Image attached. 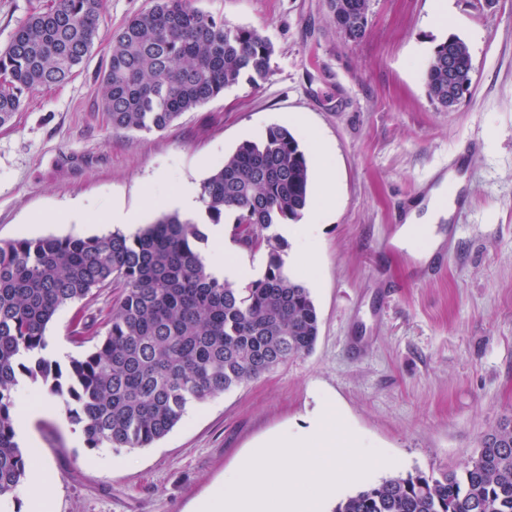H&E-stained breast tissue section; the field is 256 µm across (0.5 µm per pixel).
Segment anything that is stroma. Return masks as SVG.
Wrapping results in <instances>:
<instances>
[{"label":"stroma","mask_w":512,"mask_h":512,"mask_svg":"<svg viewBox=\"0 0 512 512\" xmlns=\"http://www.w3.org/2000/svg\"><path fill=\"white\" fill-rule=\"evenodd\" d=\"M329 0H195L230 27L259 29L274 45L271 76L242 82L161 132L111 133L97 78L112 35L152 0H107L94 46L63 84L27 93L0 127V243L112 231V204L151 193L148 220L179 184L201 185L246 140L272 125L322 141L336 205L309 246L289 238L287 272L319 315L313 351L247 384L190 406L146 448H87L56 399L34 423L50 473L52 512H190L239 459L330 404L364 446L389 462L366 485L458 470L485 433L512 416V0H370L365 36L349 41ZM467 43L470 93L455 111L428 96L425 68L449 35ZM479 140L467 187L474 208L454 242L429 263L394 243L409 197L462 144ZM90 223L53 220L68 202ZM119 285L55 316L48 345L72 344L75 312L103 321Z\"/></svg>","instance_id":"obj_1"}]
</instances>
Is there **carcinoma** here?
Segmentation results:
<instances>
[{
	"mask_svg": "<svg viewBox=\"0 0 512 512\" xmlns=\"http://www.w3.org/2000/svg\"><path fill=\"white\" fill-rule=\"evenodd\" d=\"M370 0H329L345 36L365 35ZM105 0H55L30 14L0 49V126L21 96L65 82L90 53ZM459 55L456 82L471 81L465 41L450 36L425 70L431 100L448 103V49ZM272 42L256 28L228 27L193 0H153L112 36L100 102L112 132L163 131L225 89L254 87L271 74ZM309 162L291 132L266 129L224 158L201 184L212 224L232 211L233 236L266 247L263 276L243 288L214 277L201 223L164 213L127 234L85 238L20 237L0 243V498L24 483L29 460L13 410L19 380L41 381L65 398L89 448H145L165 437L187 407L273 371L310 352L319 331L309 288L284 270L287 243L266 230L295 221L308 203ZM123 285L105 332L75 315L70 339L94 340L63 367L40 353L57 312ZM334 512H512V419L485 434L461 471L390 477L337 504Z\"/></svg>",
	"mask_w": 512,
	"mask_h": 512,
	"instance_id": "obj_1",
	"label": "carcinoma"
}]
</instances>
